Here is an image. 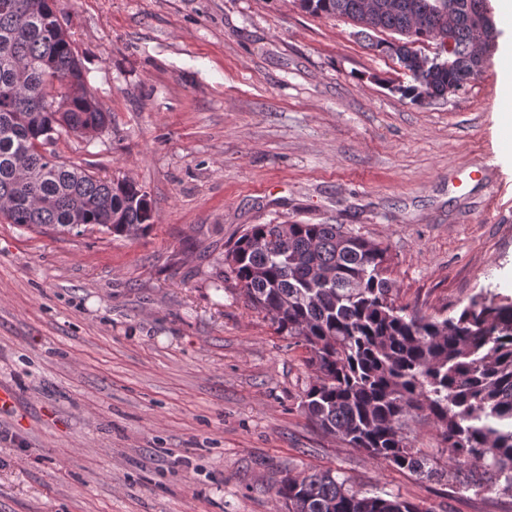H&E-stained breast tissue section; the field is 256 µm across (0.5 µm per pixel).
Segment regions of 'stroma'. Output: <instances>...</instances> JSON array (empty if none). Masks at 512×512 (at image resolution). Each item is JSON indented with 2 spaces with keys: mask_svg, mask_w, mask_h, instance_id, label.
<instances>
[{
  "mask_svg": "<svg viewBox=\"0 0 512 512\" xmlns=\"http://www.w3.org/2000/svg\"><path fill=\"white\" fill-rule=\"evenodd\" d=\"M101 135L58 161L147 192L135 238L0 219V512H287L340 471L428 512H512L373 460L301 409L309 354L227 278L251 224H340L387 250L393 297L448 315L512 296V126L498 54L424 105L397 61L295 0H56Z\"/></svg>",
  "mask_w": 512,
  "mask_h": 512,
  "instance_id": "35a3bbf8",
  "label": "stroma"
}]
</instances>
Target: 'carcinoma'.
Segmentation results:
<instances>
[{"label": "carcinoma", "instance_id": "cac0c4a2", "mask_svg": "<svg viewBox=\"0 0 512 512\" xmlns=\"http://www.w3.org/2000/svg\"><path fill=\"white\" fill-rule=\"evenodd\" d=\"M55 0H0V218L31 229L98 226L134 237L151 226L147 193L134 181L102 179L35 144L48 132L107 128L112 113L89 90L70 35L49 28ZM315 17L361 23L359 34L399 36L373 47L403 61L406 44L441 53L408 67L397 91L414 103L465 88L477 64L470 23L482 0H298ZM58 104L41 98L49 78ZM386 249L339 224H253L224 263L250 305L276 330L301 339L315 377L301 407L324 433L397 470L512 497V298L473 297L459 312L419 316L392 298ZM426 417L444 447L427 454L403 431ZM288 512H431L398 495L354 489L330 469L284 478Z\"/></svg>", "mask_w": 512, "mask_h": 512}]
</instances>
